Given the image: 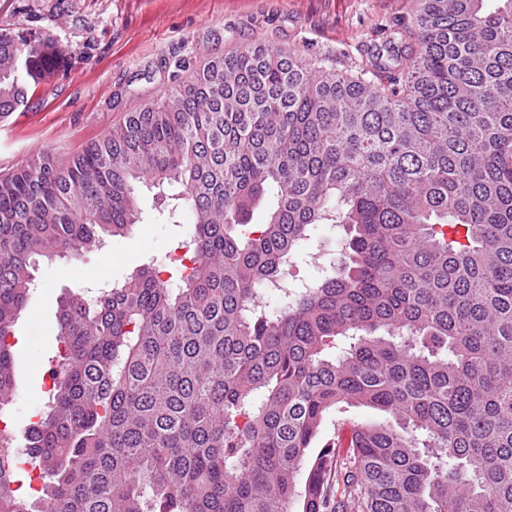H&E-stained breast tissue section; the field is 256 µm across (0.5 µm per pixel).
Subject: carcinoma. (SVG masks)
Wrapping results in <instances>:
<instances>
[{"instance_id":"cac0c4a2","label":"carcinoma","mask_w":512,"mask_h":512,"mask_svg":"<svg viewBox=\"0 0 512 512\" xmlns=\"http://www.w3.org/2000/svg\"><path fill=\"white\" fill-rule=\"evenodd\" d=\"M483 2L414 0L384 81L253 44L0 176V406L40 261L129 235L142 187L194 224L176 287L61 300L39 512H512V0ZM61 53L0 32L1 118ZM322 224L339 258L289 281ZM340 405L391 420L315 448Z\"/></svg>"}]
</instances>
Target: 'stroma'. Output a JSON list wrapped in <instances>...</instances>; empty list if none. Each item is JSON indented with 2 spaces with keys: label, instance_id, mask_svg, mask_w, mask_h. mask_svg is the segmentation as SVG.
Listing matches in <instances>:
<instances>
[{
  "label": "stroma",
  "instance_id": "obj_1",
  "mask_svg": "<svg viewBox=\"0 0 512 512\" xmlns=\"http://www.w3.org/2000/svg\"><path fill=\"white\" fill-rule=\"evenodd\" d=\"M412 9L413 0H0V31L29 32L64 52L28 105L0 119V173L44 152L66 160L134 108L160 102L210 56L250 44L298 50L331 72L369 68ZM141 208L130 235L41 262L13 328L16 391L0 409L17 456H26L25 432L53 393L59 301L109 287L151 260L171 270L174 249L191 237V217L160 216L153 191L143 190Z\"/></svg>",
  "mask_w": 512,
  "mask_h": 512
}]
</instances>
